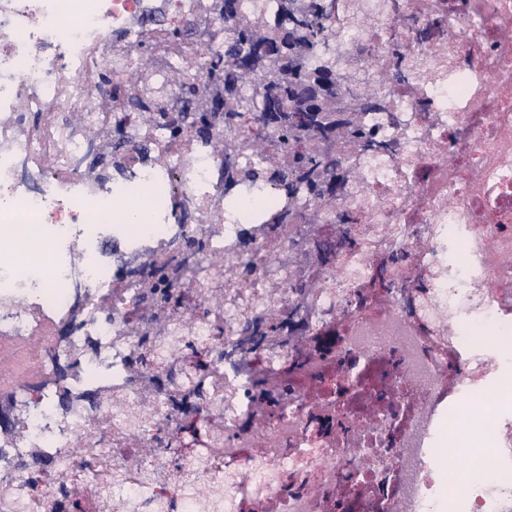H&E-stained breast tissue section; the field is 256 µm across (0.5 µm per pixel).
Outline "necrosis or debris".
<instances>
[{
	"mask_svg": "<svg viewBox=\"0 0 512 512\" xmlns=\"http://www.w3.org/2000/svg\"><path fill=\"white\" fill-rule=\"evenodd\" d=\"M276 10L0 0V512H442L451 423L480 435L454 512H512V0H336L381 147L323 143L328 201L230 184L277 131L186 110ZM136 47L165 95L131 94ZM275 317L326 351L264 342Z\"/></svg>",
	"mask_w": 512,
	"mask_h": 512,
	"instance_id": "necrosis-or-debris-1",
	"label": "necrosis or debris"
}]
</instances>
